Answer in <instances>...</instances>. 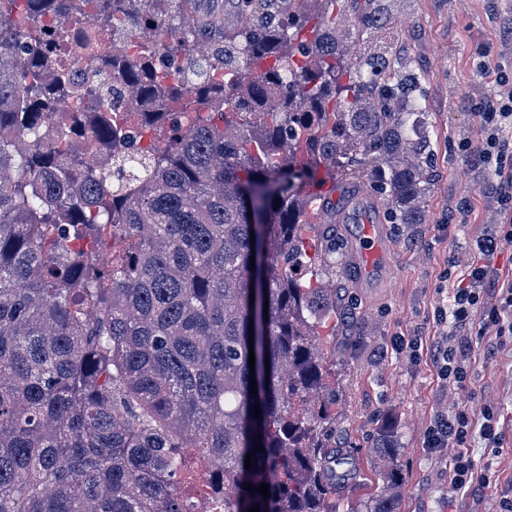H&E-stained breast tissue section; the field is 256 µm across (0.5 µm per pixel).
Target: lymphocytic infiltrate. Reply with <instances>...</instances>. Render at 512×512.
<instances>
[{
    "label": "lymphocytic infiltrate",
    "mask_w": 512,
    "mask_h": 512,
    "mask_svg": "<svg viewBox=\"0 0 512 512\" xmlns=\"http://www.w3.org/2000/svg\"><path fill=\"white\" fill-rule=\"evenodd\" d=\"M495 81L499 87L498 95L475 107L482 137L475 144L464 142L463 148L473 154L479 166L491 176L502 220L493 235L479 244L477 259L453 288L448 311L453 331L437 342L434 356L440 378L460 388L467 382L474 352L471 337L463 335L462 330L470 325L473 315L481 317L480 336L512 339V277L498 284L494 303L485 300L486 283L498 275L488 259L496 252L498 240H512V66H499ZM477 434L492 447H499L501 434L495 427L493 412L485 411L482 421L478 422L463 405L436 415L428 430L427 447L452 451L448 484L453 490H465L476 482L486 485L491 482L490 476L475 472L470 447Z\"/></svg>",
    "instance_id": "f902f5d3"
}]
</instances>
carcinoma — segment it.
Here are the masks:
<instances>
[{"label": "carcinoma", "mask_w": 512, "mask_h": 512, "mask_svg": "<svg viewBox=\"0 0 512 512\" xmlns=\"http://www.w3.org/2000/svg\"><path fill=\"white\" fill-rule=\"evenodd\" d=\"M159 2L95 0L58 51L145 32ZM165 2L169 44L101 73L150 108L78 94L84 132L63 114L50 138L42 114L72 81L60 66L45 87L41 21L84 0H0V512H399L389 423L379 490L356 510L345 495L333 200L362 176L389 223L424 218L432 134L388 27L399 0H234L230 32L199 0ZM87 136L110 164H84Z\"/></svg>", "instance_id": "obj_1"}]
</instances>
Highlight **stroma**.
I'll use <instances>...</instances> for the list:
<instances>
[{
	"instance_id": "stroma-1",
	"label": "stroma",
	"mask_w": 512,
	"mask_h": 512,
	"mask_svg": "<svg viewBox=\"0 0 512 512\" xmlns=\"http://www.w3.org/2000/svg\"><path fill=\"white\" fill-rule=\"evenodd\" d=\"M392 27L423 77L434 133L433 187L424 223L381 225V264L345 282L360 323L354 335L336 338V444L354 452L363 473L347 487L353 503L374 491L370 439L386 420L398 429L405 473L400 512H499L500 501L512 499V348L479 339L470 380L460 390L438 378L430 345L447 330L436 314L450 302L451 278L498 219L488 174L460 145L480 139L471 106L494 98L492 67L512 58V0H408ZM481 60L489 72L477 70ZM457 403L478 417L492 410L502 434L497 449L473 442L477 470L497 482L466 494L448 484L449 451L424 446L434 415Z\"/></svg>"
}]
</instances>
